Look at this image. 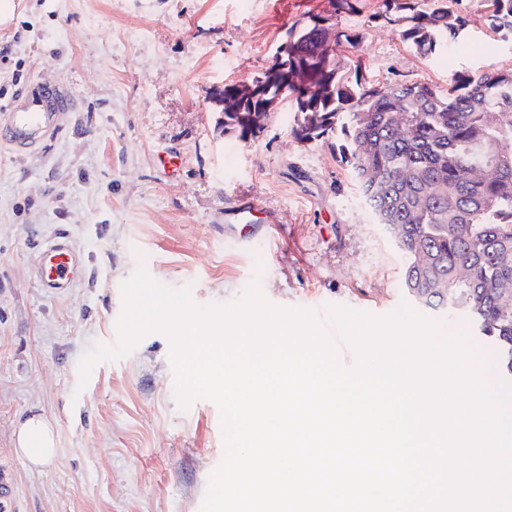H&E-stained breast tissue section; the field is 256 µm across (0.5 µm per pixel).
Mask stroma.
<instances>
[{
	"mask_svg": "<svg viewBox=\"0 0 512 512\" xmlns=\"http://www.w3.org/2000/svg\"><path fill=\"white\" fill-rule=\"evenodd\" d=\"M0 27V107L35 88L67 85L75 101L39 153L17 159L0 144V465L15 474L0 512H201L221 465V414L211 401L181 410L171 341L160 331L125 356L95 365L86 387L78 363L93 343L119 341L121 286L145 266L200 305L225 306L252 283L284 309L347 306L383 317L400 305L481 337L460 315L411 302L404 260L365 205L335 138L292 134L284 101L248 140L225 131L218 94L269 65L288 28L330 11L329 0H14ZM379 0L339 18L363 33L342 48L367 81L448 89L451 71L512 68L479 0L463 43L423 57L396 28L372 22ZM166 154L183 167L171 174ZM253 200L249 245L225 230L224 210ZM66 233L85 261L68 293L38 288L32 260ZM56 430L53 461L30 468L14 449L28 414Z\"/></svg>",
	"mask_w": 512,
	"mask_h": 512,
	"instance_id": "stroma-1",
	"label": "stroma"
}]
</instances>
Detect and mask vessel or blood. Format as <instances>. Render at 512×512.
Instances as JSON below:
<instances>
[{"label": "vessel or blood", "mask_w": 512, "mask_h": 512, "mask_svg": "<svg viewBox=\"0 0 512 512\" xmlns=\"http://www.w3.org/2000/svg\"><path fill=\"white\" fill-rule=\"evenodd\" d=\"M69 107L67 92L62 88L15 98L8 111L0 114V119L7 123L11 152L17 158H26L60 130L63 114ZM35 269L40 288L61 293L80 275L82 261L67 238L60 236L38 253Z\"/></svg>", "instance_id": "1"}]
</instances>
